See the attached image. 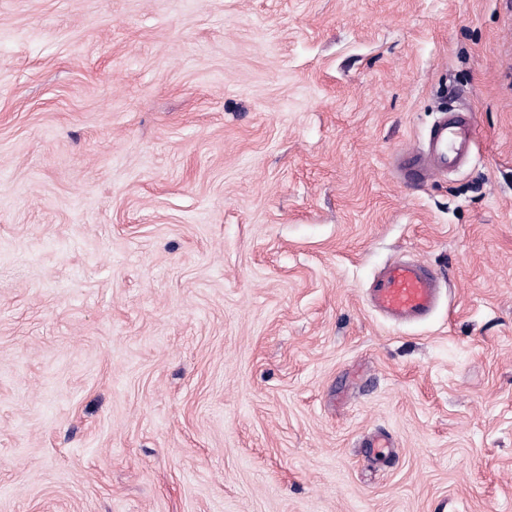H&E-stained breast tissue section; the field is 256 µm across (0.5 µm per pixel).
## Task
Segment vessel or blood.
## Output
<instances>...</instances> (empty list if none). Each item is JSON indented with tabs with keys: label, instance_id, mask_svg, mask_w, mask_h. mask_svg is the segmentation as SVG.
<instances>
[{
	"label": "vessel or blood",
	"instance_id": "b4317fda",
	"mask_svg": "<svg viewBox=\"0 0 512 512\" xmlns=\"http://www.w3.org/2000/svg\"><path fill=\"white\" fill-rule=\"evenodd\" d=\"M472 149V113L444 112L431 126L425 144L410 150L399 166L408 180L431 179L467 163ZM442 295L441 279L415 259L386 263L367 290L371 308L397 325L426 320L438 308Z\"/></svg>",
	"mask_w": 512,
	"mask_h": 512
}]
</instances>
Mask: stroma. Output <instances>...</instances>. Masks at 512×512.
Listing matches in <instances>:
<instances>
[{
    "label": "stroma",
    "mask_w": 512,
    "mask_h": 512,
    "mask_svg": "<svg viewBox=\"0 0 512 512\" xmlns=\"http://www.w3.org/2000/svg\"><path fill=\"white\" fill-rule=\"evenodd\" d=\"M0 512H512V0H0ZM472 128V113L441 112L425 144L399 161L405 177L411 181L432 179L467 163L473 149ZM443 283L426 264L415 260L386 263L373 277L367 290L371 308L397 325L422 322L438 308Z\"/></svg>",
    "instance_id": "1"
}]
</instances>
